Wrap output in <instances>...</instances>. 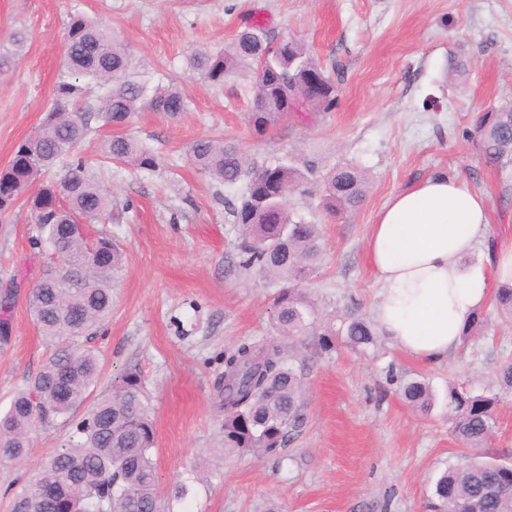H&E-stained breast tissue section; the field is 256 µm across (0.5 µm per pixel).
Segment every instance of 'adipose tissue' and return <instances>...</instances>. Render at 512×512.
<instances>
[{
    "label": "adipose tissue",
    "instance_id": "adipose-tissue-1",
    "mask_svg": "<svg viewBox=\"0 0 512 512\" xmlns=\"http://www.w3.org/2000/svg\"><path fill=\"white\" fill-rule=\"evenodd\" d=\"M489 234L483 197L448 174L391 196L367 236L381 335L432 365L455 353L466 324L488 305L493 284L512 281V246L494 253L489 270L463 265Z\"/></svg>",
    "mask_w": 512,
    "mask_h": 512
}]
</instances>
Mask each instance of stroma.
<instances>
[{
  "instance_id": "stroma-1",
  "label": "stroma",
  "mask_w": 512,
  "mask_h": 512,
  "mask_svg": "<svg viewBox=\"0 0 512 512\" xmlns=\"http://www.w3.org/2000/svg\"><path fill=\"white\" fill-rule=\"evenodd\" d=\"M77 13L104 18L139 74L176 84L188 101L178 118L137 112L118 127L91 114L75 148L95 161L110 136L127 133L165 160L153 172L116 165L105 179L128 210L122 223L89 229L110 235L123 262L112 275V315L94 341L102 378L87 400L110 394L125 373L141 376L156 424L160 494L192 471L208 477L175 512H432L435 482L462 449L448 431L452 381L501 396L498 430L483 453L511 456L512 393L497 384L500 364L512 358L506 318L489 319L437 366L387 341L370 357L343 345L320 352L311 336L286 341L308 387L303 423L277 452L219 453L223 413L214 384L224 352L268 338L278 285L240 268L239 230L224 206L231 193L196 171L188 147L224 138L260 160L316 151L328 164L365 171L368 190L356 210L329 215L317 192L300 190L287 206L322 228L312 296L329 313L354 307L372 316L379 284L365 248L369 226L410 185L437 172L463 180L485 196L497 247L512 245V166L485 167L473 137L482 112L512 102V0H0V49L15 30L30 35L21 61L0 72V167L50 108ZM254 22L302 40L324 68L339 70L333 111L312 123L288 113L260 136L246 119L248 78L217 87L189 69L192 50L227 48ZM37 235L26 203L0 218V303L10 314L0 339V411L48 355L27 305L48 265ZM414 376L436 394L430 412L400 395ZM68 434L62 426L36 429L24 464H0V512H8L13 483Z\"/></svg>"
}]
</instances>
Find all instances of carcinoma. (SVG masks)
I'll list each match as a JSON object with an SVG mask.
<instances>
[{
    "label": "carcinoma",
    "mask_w": 512,
    "mask_h": 512,
    "mask_svg": "<svg viewBox=\"0 0 512 512\" xmlns=\"http://www.w3.org/2000/svg\"><path fill=\"white\" fill-rule=\"evenodd\" d=\"M28 40L16 31L12 49L0 54V69L22 57ZM189 68L220 86L248 70L253 106L248 123L262 134L298 107L313 113L336 107V82L296 39L276 40L260 23L242 30L220 51L196 50ZM129 54L106 25L82 14L67 25L63 72L54 85L52 106L41 125L15 148L0 170V217L24 201L34 212L50 253L61 257L72 273L89 270L81 288H67L58 269L49 270L28 295L33 322L50 353L27 386L16 392L0 414V462L19 464L28 454L37 426L73 425L60 447L26 475L11 497L10 512H172L157 488L155 426L139 374L127 373L112 393L99 399L84 417L73 422L89 388L101 379V361L90 340L112 313V273L122 263L112 238L88 237L74 227L118 224L127 206L106 192L94 168L71 153L88 131L86 90H103L97 111L120 125L135 112H156L174 119L188 103L175 85H150L129 71ZM480 158L489 167L512 164V103L492 106L474 128ZM196 169L224 187L239 191L227 201L230 223L241 232L239 266L257 269L282 284L272 307L277 336H317L322 350L340 342L363 356L380 345L374 324L355 310L328 322L303 285L311 279L322 254L318 224L294 219L286 194L316 186L325 210L357 208L365 198L367 180L349 164L327 166L318 154L287 153L261 163L224 139L200 138L189 147ZM103 153L109 160L154 171L160 158L138 140L111 136ZM498 313L512 316V284L494 291ZM223 412V448L241 455L269 453L285 447L290 432L303 421L306 386L301 372L287 360L279 341L242 342L224 351V374L217 383ZM404 400L427 412L435 394L423 378L401 386ZM497 396L474 395L448 384V424L461 443L455 461L437 480L434 495L440 512H512V462L492 468L470 452L482 447L497 427ZM203 478L174 484L169 501L194 493Z\"/></svg>",
    "instance_id": "cac0c4a2"
}]
</instances>
